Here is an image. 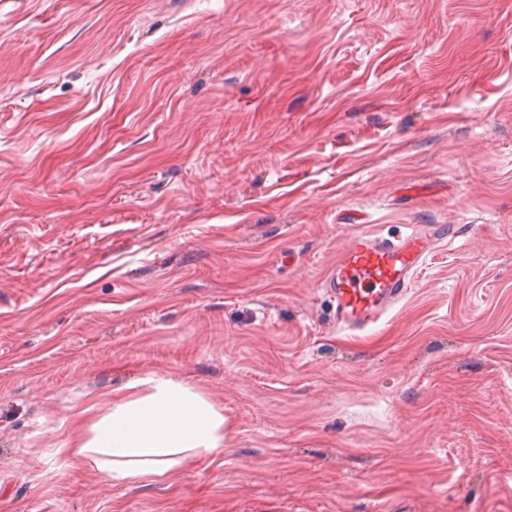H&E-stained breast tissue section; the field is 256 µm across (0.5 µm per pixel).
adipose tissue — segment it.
Here are the masks:
<instances>
[{
	"mask_svg": "<svg viewBox=\"0 0 512 512\" xmlns=\"http://www.w3.org/2000/svg\"><path fill=\"white\" fill-rule=\"evenodd\" d=\"M138 387V396L114 399L92 437L73 448L78 461L91 462L112 483L136 484L223 452L224 414L214 403L155 374Z\"/></svg>",
	"mask_w": 512,
	"mask_h": 512,
	"instance_id": "obj_1",
	"label": "adipose tissue"
}]
</instances>
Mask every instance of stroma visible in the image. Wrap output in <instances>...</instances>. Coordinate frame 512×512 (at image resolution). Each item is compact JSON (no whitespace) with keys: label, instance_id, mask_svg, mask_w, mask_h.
<instances>
[{"label":"stroma","instance_id":"35a3bbf8","mask_svg":"<svg viewBox=\"0 0 512 512\" xmlns=\"http://www.w3.org/2000/svg\"><path fill=\"white\" fill-rule=\"evenodd\" d=\"M413 224L458 236L337 331ZM150 374L223 453L72 461ZM0 512H512V0H0ZM457 232L454 225L423 224L392 241L356 231L322 281L335 307L336 329L363 333L377 326L404 299L428 256Z\"/></svg>","mask_w":512,"mask_h":512}]
</instances>
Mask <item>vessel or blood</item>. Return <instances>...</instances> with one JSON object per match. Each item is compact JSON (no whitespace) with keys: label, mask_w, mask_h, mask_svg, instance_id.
I'll return each mask as SVG.
<instances>
[{"label":"vessel or blood","mask_w":512,"mask_h":512,"mask_svg":"<svg viewBox=\"0 0 512 512\" xmlns=\"http://www.w3.org/2000/svg\"><path fill=\"white\" fill-rule=\"evenodd\" d=\"M456 236L449 224H423L393 240L356 231L322 282L337 330L363 333L377 326L404 299L428 256Z\"/></svg>","instance_id":"b4317fda"}]
</instances>
